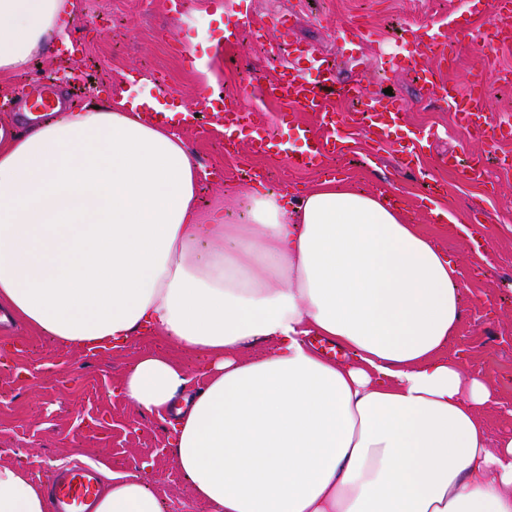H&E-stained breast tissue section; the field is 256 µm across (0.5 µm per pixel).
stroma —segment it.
Listing matches in <instances>:
<instances>
[{
	"instance_id": "stroma-1",
	"label": "stroma",
	"mask_w": 512,
	"mask_h": 512,
	"mask_svg": "<svg viewBox=\"0 0 512 512\" xmlns=\"http://www.w3.org/2000/svg\"><path fill=\"white\" fill-rule=\"evenodd\" d=\"M72 2L71 26L85 37L70 65L90 68L99 91L115 97L134 87L132 74L142 79L134 87L138 92H152L150 77L159 72L193 105L199 87L236 89L248 72L272 77L289 57L287 46L272 40L226 47L222 27L238 19L227 0H187L179 15L168 12L166 0ZM251 10L257 23L287 16L296 40L335 60L338 81H361L371 94L391 89L407 107L408 128L430 132L417 170L397 172L394 148L375 147L357 131L351 152L331 159L329 167L356 188L398 193L411 206V222L423 225L457 260L464 313L447 354L495 391L498 402L485 412L491 436L512 435V171L494 162L495 153H512V141L492 148L465 139L453 112L434 103L426 85L406 71L403 56L404 46L426 26L446 23L455 44L447 76L466 87L487 65L512 69V45L478 50L473 38L490 21L470 17L464 0H252ZM28 77L24 71L0 85V101H15L13 111H0L1 127L29 126L23 108L38 89ZM262 118L275 131V146L263 155L244 149L225 154L224 134L216 128L221 116L213 111L200 127L186 130L197 162L215 176L199 186L201 207L218 198L236 206L249 188L239 174L243 165L262 171L268 187L288 185L297 197L318 180V172L285 167L287 155L303 147L297 122H313V115L270 105ZM459 152L486 162L485 183L461 182L443 167V158ZM433 179L444 184L451 212L478 215L493 233L490 240L479 246L452 224L426 223L422 190ZM163 346L160 337L144 335L125 349L87 357L54 345L21 319L6 322L0 328V465L28 464L42 483L56 462L133 469L162 512H185L191 482L174 462L166 425L138 412L117 391L139 355Z\"/></svg>"
}]
</instances>
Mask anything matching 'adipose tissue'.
I'll return each mask as SVG.
<instances>
[{"label":"adipose tissue","mask_w":512,"mask_h":512,"mask_svg":"<svg viewBox=\"0 0 512 512\" xmlns=\"http://www.w3.org/2000/svg\"><path fill=\"white\" fill-rule=\"evenodd\" d=\"M70 8L0 0V81L67 35ZM155 104L122 96L0 129V305L85 353L151 329L205 356L204 389L161 350L119 390L174 419L206 512H512V436L489 442L484 414L494 392L446 356L456 261L390 194L337 177L299 198L255 185L237 217L202 209L205 173L177 120L147 118ZM105 476L95 512H160L137 472ZM0 512H49L28 467L0 465Z\"/></svg>","instance_id":"1"}]
</instances>
